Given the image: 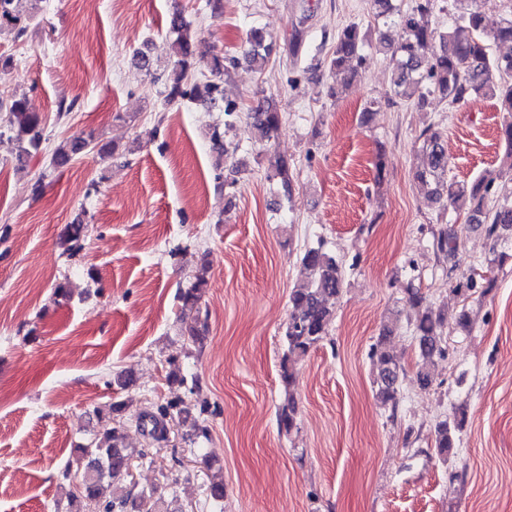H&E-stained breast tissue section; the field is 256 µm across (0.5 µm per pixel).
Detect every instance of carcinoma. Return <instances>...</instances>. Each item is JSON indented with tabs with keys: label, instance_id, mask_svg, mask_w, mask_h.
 Returning <instances> with one entry per match:
<instances>
[{
	"label": "carcinoma",
	"instance_id": "cac0c4a2",
	"mask_svg": "<svg viewBox=\"0 0 512 512\" xmlns=\"http://www.w3.org/2000/svg\"><path fill=\"white\" fill-rule=\"evenodd\" d=\"M457 12L452 25L445 31L429 26L428 17L443 2ZM375 19L394 28L397 38L384 35L380 39L382 48L390 52L392 82L396 95L422 110L427 97L439 94L452 105H463L477 97L495 101L498 111L504 113L500 137L505 146L504 160L500 169L486 171L470 182L448 181V153L442 133L433 127L421 133L426 162L415 173V179L429 189L430 196L441 203L462 212L467 224L486 225V235L491 253L485 274L474 276L464 273L456 278L454 291L465 299L476 293L485 294L494 286L491 276L493 264L504 263L511 255L498 251L501 241L512 234V57H498L493 45L512 43V15H489L477 6V0H413L406 10L397 5V0H372ZM33 15H22L16 0H0V32L9 31L21 38L27 33L28 20ZM168 74L162 84L164 101L168 105H185L199 102L218 107L224 112V127L234 125L239 118L240 106L224 100L223 78L229 68L245 62L262 69L272 52V43L265 35L253 29L243 48L242 57L215 56L208 64L210 77L193 79L191 71L196 67L195 37L192 23L187 20L185 10L177 8L169 17ZM442 43L441 53L428 59L423 49L433 39ZM368 45L360 28L353 23L338 35L336 46L329 61V69L351 81L359 76ZM249 118L252 132L261 140H270L278 133L282 116L273 97L262 96L250 107ZM7 129L19 143L16 155L17 168H24L35 157L43 140L42 118L30 109L24 96L11 100L8 108ZM94 136L91 133L73 135L62 140L53 150L52 163L56 167L66 166L74 157L92 150ZM272 178L278 180L280 192L289 199L292 196L291 165L288 159L277 157L271 164ZM84 236V225L67 224L62 229V243L79 245ZM456 230L442 228L433 237V249L445 256L455 249ZM307 277L289 297L288 319L283 324L285 351L280 365V381L284 401L278 409L279 432L285 435L297 428V404L294 396L296 367L311 350L329 336L335 310L330 300L340 297L344 286L342 263L325 249L324 242L305 248L300 256ZM206 270H201L194 284L181 291L180 318L192 342L200 340L199 327L207 317L202 315L201 300L206 285ZM407 304L415 316L410 322L418 340L419 358L416 377L426 388L432 383L429 365L435 356L445 354L444 329L448 320L455 326L469 328V315L462 308L453 317H448V307L439 308L426 303L421 291L411 285L405 288ZM397 321L383 329L381 336L371 345L369 358L375 369L377 397L381 404L396 412L400 375L405 373L399 360L387 345ZM127 410L124 401L109 405L107 413H98L99 430L86 445L73 449L76 461L83 465L79 484H74L71 463H66L60 472L61 488L65 491L69 508L74 512L94 509V512H162V499L158 489L150 491L134 484L124 493L111 499L104 498L103 484L107 480L126 479L133 459L147 456L145 449L136 450L124 444L120 429ZM181 405L171 399L159 405L150 414L135 415V422L142 432L156 443L168 440L169 425L187 429L190 435L207 437L209 427L204 414ZM465 412L460 408L452 420H442L435 427L434 448L442 459L455 447L456 431L464 422ZM210 498L219 502L224 499V474L218 471L208 475Z\"/></svg>",
	"mask_w": 512,
	"mask_h": 512
}]
</instances>
